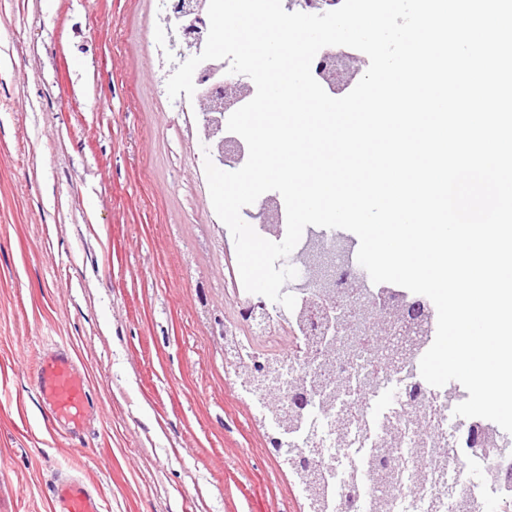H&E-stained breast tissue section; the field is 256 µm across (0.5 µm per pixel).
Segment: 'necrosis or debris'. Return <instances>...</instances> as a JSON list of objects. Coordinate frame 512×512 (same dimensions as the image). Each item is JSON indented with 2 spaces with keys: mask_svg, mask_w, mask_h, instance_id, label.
Instances as JSON below:
<instances>
[{
  "mask_svg": "<svg viewBox=\"0 0 512 512\" xmlns=\"http://www.w3.org/2000/svg\"><path fill=\"white\" fill-rule=\"evenodd\" d=\"M332 251L330 270L345 303H379L384 308L420 301L405 288L379 286L362 268L354 248L306 227L289 255V264L308 251ZM296 306L279 304L244 311L224 326V361L263 363L264 370L240 392L248 397L263 427L268 453L289 448L312 461V476L324 500L307 512H373L372 492L379 480L389 487V512H484L486 503L512 501V439L483 418L455 416L465 396L456 385L434 387L421 376V353L403 357L406 327L396 324L387 348L370 350L353 336L340 337L333 351L317 343L313 324L319 310L308 304L319 286L300 269L283 286ZM281 393L277 412L267 408L266 390ZM312 400L297 428L284 429L278 417L292 407L295 394ZM428 424L422 433L420 424ZM492 437L497 452H481Z\"/></svg>",
  "mask_w": 512,
  "mask_h": 512,
  "instance_id": "4bbe7bcc",
  "label": "necrosis or debris"
}]
</instances>
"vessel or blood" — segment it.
<instances>
[{
    "label": "vessel or blood",
    "mask_w": 512,
    "mask_h": 512,
    "mask_svg": "<svg viewBox=\"0 0 512 512\" xmlns=\"http://www.w3.org/2000/svg\"><path fill=\"white\" fill-rule=\"evenodd\" d=\"M34 385L51 424L70 438H80L89 428L96 408L88 381L68 346L39 352ZM53 512H101L100 496L84 476L64 472L50 486Z\"/></svg>",
    "instance_id": "b4317fda"
}]
</instances>
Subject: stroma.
Returning <instances> with one entry per match:
<instances>
[{"instance_id": "obj_1", "label": "stroma", "mask_w": 512, "mask_h": 512, "mask_svg": "<svg viewBox=\"0 0 512 512\" xmlns=\"http://www.w3.org/2000/svg\"><path fill=\"white\" fill-rule=\"evenodd\" d=\"M160 0H0V512H51L57 472L103 512H300L234 375L236 268L199 112L166 93ZM71 346L98 406L71 442L37 398Z\"/></svg>"}]
</instances>
